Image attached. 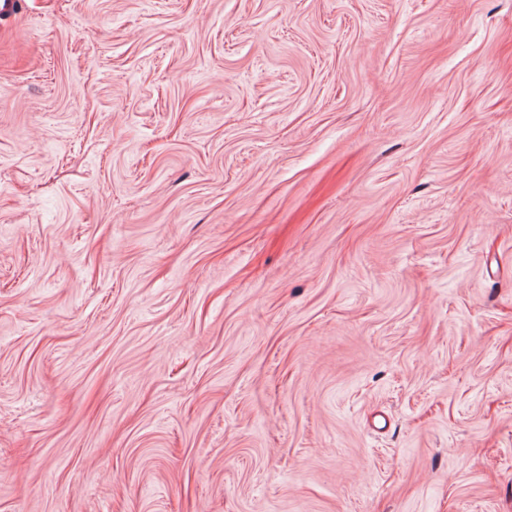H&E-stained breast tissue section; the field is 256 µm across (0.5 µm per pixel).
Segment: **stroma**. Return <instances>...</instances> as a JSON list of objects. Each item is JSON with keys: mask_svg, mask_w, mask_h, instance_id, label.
<instances>
[{"mask_svg": "<svg viewBox=\"0 0 512 512\" xmlns=\"http://www.w3.org/2000/svg\"><path fill=\"white\" fill-rule=\"evenodd\" d=\"M0 512H512V0L1 17Z\"/></svg>", "mask_w": 512, "mask_h": 512, "instance_id": "35a3bbf8", "label": "stroma"}]
</instances>
